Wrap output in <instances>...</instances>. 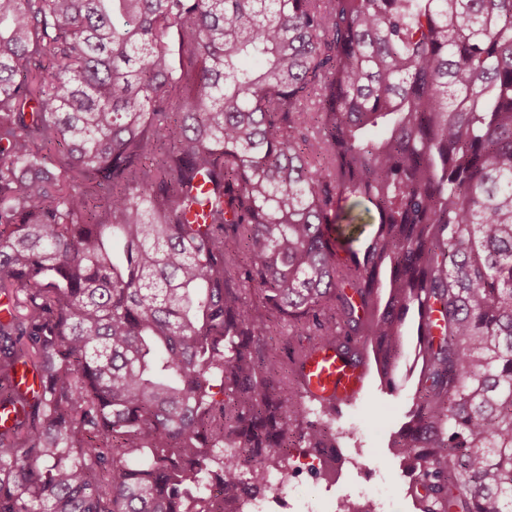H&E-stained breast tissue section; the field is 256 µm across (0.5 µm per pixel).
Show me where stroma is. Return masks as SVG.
<instances>
[{
	"instance_id": "obj_1",
	"label": "stroma",
	"mask_w": 512,
	"mask_h": 512,
	"mask_svg": "<svg viewBox=\"0 0 512 512\" xmlns=\"http://www.w3.org/2000/svg\"><path fill=\"white\" fill-rule=\"evenodd\" d=\"M416 379L415 373H403L392 393L377 372H370L361 396L336 417L345 432L337 472L316 477L310 467L298 470L286 500L269 501L271 512H338L343 497L361 492L374 496L381 512H416L408 480L388 448L412 404Z\"/></svg>"
}]
</instances>
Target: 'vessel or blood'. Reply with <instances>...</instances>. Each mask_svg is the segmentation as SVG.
<instances>
[{"label": "vessel or blood", "instance_id": "vessel-or-blood-1", "mask_svg": "<svg viewBox=\"0 0 512 512\" xmlns=\"http://www.w3.org/2000/svg\"><path fill=\"white\" fill-rule=\"evenodd\" d=\"M297 370L309 395L339 407L354 402L365 386V366L344 363L331 345L312 351Z\"/></svg>", "mask_w": 512, "mask_h": 512}]
</instances>
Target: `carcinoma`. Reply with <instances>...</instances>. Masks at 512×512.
<instances>
[{"mask_svg":"<svg viewBox=\"0 0 512 512\" xmlns=\"http://www.w3.org/2000/svg\"><path fill=\"white\" fill-rule=\"evenodd\" d=\"M0 296V512H245L412 327L417 509L512 512V0H0Z\"/></svg>","mask_w":512,"mask_h":512,"instance_id":"cac0c4a2","label":"carcinoma"}]
</instances>
